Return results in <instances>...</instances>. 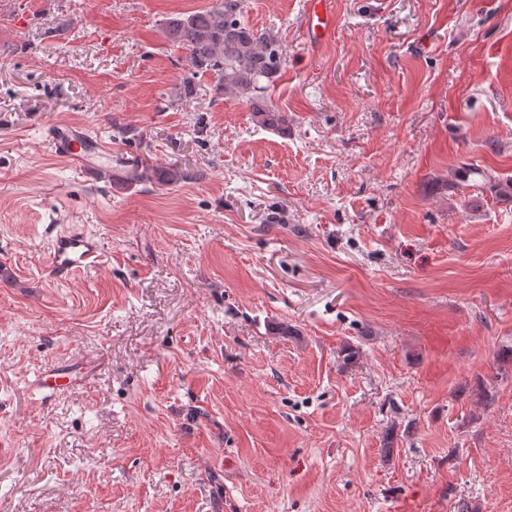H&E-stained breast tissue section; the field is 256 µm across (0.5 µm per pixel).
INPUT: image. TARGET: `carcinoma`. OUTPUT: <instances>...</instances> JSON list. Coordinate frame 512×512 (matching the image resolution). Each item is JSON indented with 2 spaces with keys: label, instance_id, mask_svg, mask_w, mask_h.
Returning a JSON list of instances; mask_svg holds the SVG:
<instances>
[{
  "label": "carcinoma",
  "instance_id": "cac0c4a2",
  "mask_svg": "<svg viewBox=\"0 0 512 512\" xmlns=\"http://www.w3.org/2000/svg\"><path fill=\"white\" fill-rule=\"evenodd\" d=\"M248 0H215L208 9L178 13L166 19L164 36L169 44L185 51V70L180 90L189 95L197 76L211 74L215 96H234L244 102L255 124L281 134L288 133V113L275 107L268 91L280 78L285 59L281 44L270 30H258L246 21ZM153 180L169 185L180 180L175 167L139 172L124 166L112 173V182L131 184ZM463 185L489 186L512 198V180L501 181L494 172L469 162L454 169L448 188Z\"/></svg>",
  "mask_w": 512,
  "mask_h": 512
}]
</instances>
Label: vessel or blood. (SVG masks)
Masks as SVG:
<instances>
[{
    "instance_id": "obj_1",
    "label": "vessel or blood",
    "mask_w": 512,
    "mask_h": 512,
    "mask_svg": "<svg viewBox=\"0 0 512 512\" xmlns=\"http://www.w3.org/2000/svg\"><path fill=\"white\" fill-rule=\"evenodd\" d=\"M309 11L320 17L321 23L314 30V41H323L333 27L330 0H309ZM45 138L54 153L78 165L93 183L109 182L115 161L109 144L95 139L85 128L53 126L46 130ZM102 260L98 239L90 233L70 228L57 234L50 250V271L55 278L64 279L78 270L97 265ZM73 375L64 367L44 370L36 381V388L43 396H51L62 381L72 380Z\"/></svg>"
}]
</instances>
